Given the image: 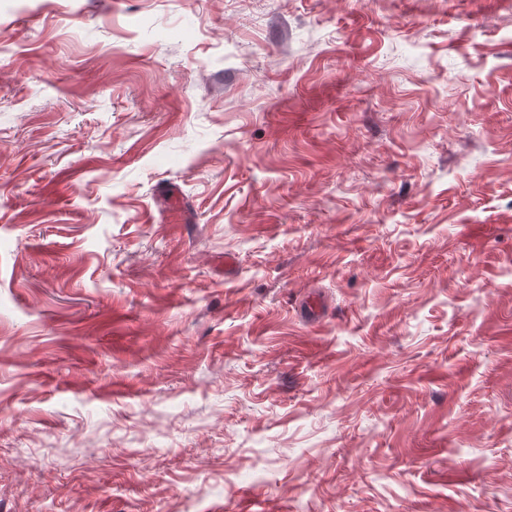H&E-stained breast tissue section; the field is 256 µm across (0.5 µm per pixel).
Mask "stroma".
<instances>
[{
	"label": "stroma",
	"mask_w": 512,
	"mask_h": 512,
	"mask_svg": "<svg viewBox=\"0 0 512 512\" xmlns=\"http://www.w3.org/2000/svg\"><path fill=\"white\" fill-rule=\"evenodd\" d=\"M0 512H512V0H0Z\"/></svg>",
	"instance_id": "1"
}]
</instances>
